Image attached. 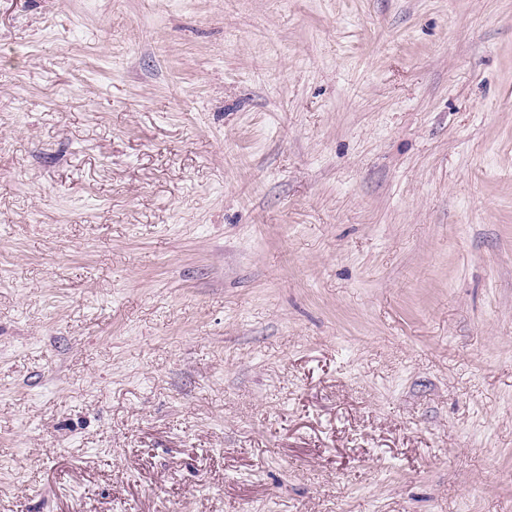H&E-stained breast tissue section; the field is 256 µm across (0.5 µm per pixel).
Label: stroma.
<instances>
[{
	"label": "stroma",
	"instance_id": "obj_1",
	"mask_svg": "<svg viewBox=\"0 0 512 512\" xmlns=\"http://www.w3.org/2000/svg\"><path fill=\"white\" fill-rule=\"evenodd\" d=\"M0 512H512V0H0Z\"/></svg>",
	"mask_w": 512,
	"mask_h": 512
}]
</instances>
